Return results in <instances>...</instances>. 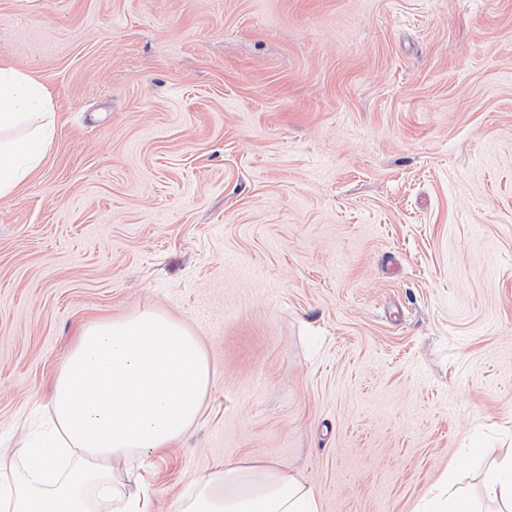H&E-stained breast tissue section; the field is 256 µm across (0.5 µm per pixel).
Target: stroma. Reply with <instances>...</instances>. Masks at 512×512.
<instances>
[{"mask_svg": "<svg viewBox=\"0 0 512 512\" xmlns=\"http://www.w3.org/2000/svg\"><path fill=\"white\" fill-rule=\"evenodd\" d=\"M53 143L0 199V457L79 326L149 307L216 384L146 458L273 462L321 512H421L512 444V0H0Z\"/></svg>", "mask_w": 512, "mask_h": 512, "instance_id": "35a3bbf8", "label": "stroma"}]
</instances>
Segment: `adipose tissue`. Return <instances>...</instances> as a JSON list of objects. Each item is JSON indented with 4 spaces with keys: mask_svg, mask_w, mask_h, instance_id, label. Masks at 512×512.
I'll return each instance as SVG.
<instances>
[{
    "mask_svg": "<svg viewBox=\"0 0 512 512\" xmlns=\"http://www.w3.org/2000/svg\"><path fill=\"white\" fill-rule=\"evenodd\" d=\"M54 134L44 83L0 59L1 199L39 168ZM213 382L198 336L156 310L82 326L52 383V431L22 449L24 466L0 464V512H154L150 482L120 464L171 448ZM484 487L494 512H512V446L498 450ZM181 512H320V501L277 464L248 459L196 474Z\"/></svg>",
    "mask_w": 512,
    "mask_h": 512,
    "instance_id": "ef3b65f1",
    "label": "adipose tissue"
}]
</instances>
